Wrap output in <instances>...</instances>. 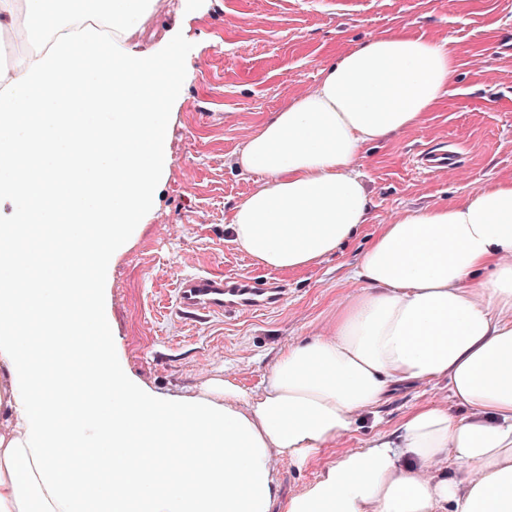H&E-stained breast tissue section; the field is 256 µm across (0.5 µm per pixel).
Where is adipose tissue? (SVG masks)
Instances as JSON below:
<instances>
[{
	"mask_svg": "<svg viewBox=\"0 0 512 512\" xmlns=\"http://www.w3.org/2000/svg\"><path fill=\"white\" fill-rule=\"evenodd\" d=\"M154 0H0L28 49L0 77V512H271L274 456L306 464L415 383L448 385L343 454L287 512H512V179L379 225L331 335L263 393L157 399L115 358L99 272L156 206L181 103L179 48L134 41ZM452 41L389 30L324 64L235 163L260 175L226 229L299 272L369 223L363 149L449 95ZM465 468L445 477L448 462Z\"/></svg>",
	"mask_w": 512,
	"mask_h": 512,
	"instance_id": "1",
	"label": "adipose tissue"
}]
</instances>
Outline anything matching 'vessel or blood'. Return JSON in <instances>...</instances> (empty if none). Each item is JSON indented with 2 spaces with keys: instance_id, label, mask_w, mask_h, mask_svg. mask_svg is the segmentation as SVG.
Listing matches in <instances>:
<instances>
[{
  "instance_id": "vessel-or-blood-1",
  "label": "vessel or blood",
  "mask_w": 512,
  "mask_h": 512,
  "mask_svg": "<svg viewBox=\"0 0 512 512\" xmlns=\"http://www.w3.org/2000/svg\"><path fill=\"white\" fill-rule=\"evenodd\" d=\"M285 298L286 290L280 285L259 287L239 276L192 273L178 283L176 306L182 317L198 320L214 314L274 309Z\"/></svg>"
}]
</instances>
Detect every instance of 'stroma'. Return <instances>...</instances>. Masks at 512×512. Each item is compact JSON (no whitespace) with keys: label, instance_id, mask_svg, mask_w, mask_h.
<instances>
[{"label":"stroma","instance_id":"stroma-1","mask_svg":"<svg viewBox=\"0 0 512 512\" xmlns=\"http://www.w3.org/2000/svg\"><path fill=\"white\" fill-rule=\"evenodd\" d=\"M404 26L455 41L453 95L419 127L365 147L359 170L371 191L372 219L334 255L297 273L257 266L225 229L259 180L235 166L236 155L260 123L316 86L322 63ZM167 27L178 30L185 70L169 169L156 208L104 269L102 309L115 356L158 397L200 398L224 378L259 393L283 350L330 333L337 305L358 290L351 274L375 225L512 177V0H167L165 13L147 21L139 51L159 52L158 35ZM190 101L196 111H188ZM436 149L453 151L454 160L447 169L420 172L418 156ZM188 273L259 283L274 277L287 296L270 312L188 320L175 309L177 283ZM448 403L446 383L407 386L304 467L273 457V512H286L289 498L328 464L366 447L413 409Z\"/></svg>","mask_w":512,"mask_h":512}]
</instances>
